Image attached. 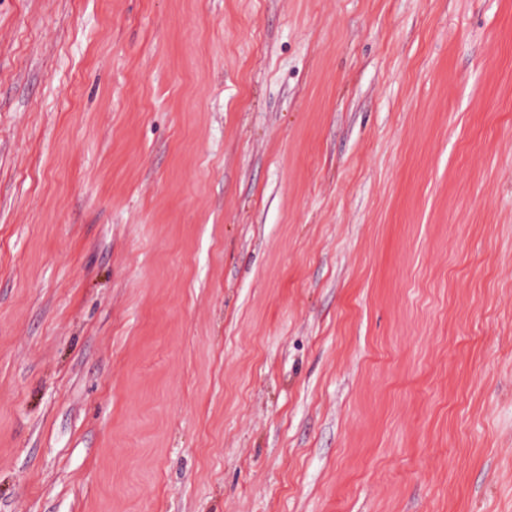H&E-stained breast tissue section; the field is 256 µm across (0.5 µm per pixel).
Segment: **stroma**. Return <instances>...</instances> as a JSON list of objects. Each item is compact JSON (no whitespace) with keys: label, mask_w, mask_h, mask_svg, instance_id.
I'll return each instance as SVG.
<instances>
[{"label":"stroma","mask_w":512,"mask_h":512,"mask_svg":"<svg viewBox=\"0 0 512 512\" xmlns=\"http://www.w3.org/2000/svg\"><path fill=\"white\" fill-rule=\"evenodd\" d=\"M0 512H512V0H0Z\"/></svg>","instance_id":"stroma-1"}]
</instances>
